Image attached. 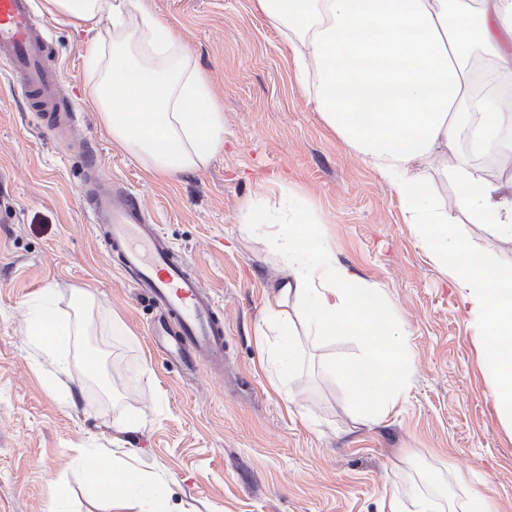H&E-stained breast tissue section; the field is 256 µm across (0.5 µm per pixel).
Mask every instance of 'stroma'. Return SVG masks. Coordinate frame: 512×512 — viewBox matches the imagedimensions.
Masks as SVG:
<instances>
[{"mask_svg":"<svg viewBox=\"0 0 512 512\" xmlns=\"http://www.w3.org/2000/svg\"><path fill=\"white\" fill-rule=\"evenodd\" d=\"M224 107V147L206 170L151 175L85 101L90 40L42 7L75 125L55 134L0 67V512H110L91 501L77 449L102 448L162 482L144 512H381L396 483L448 498L482 490L512 512V430L503 423L461 291L406 223L377 168L322 121L294 80L293 54L254 0H149ZM136 196L224 314V368L190 370L151 349L153 312L114 268L82 197L87 154ZM290 194L281 198L275 183ZM310 211L338 262L383 288L408 331L413 371L377 423L357 422L332 358L353 336L301 338L292 401L265 365L264 299L280 279L249 203ZM74 315L92 295L90 335L59 377L28 336L46 289ZM104 359L90 374L82 355ZM142 419L124 432L125 417Z\"/></svg>","mask_w":512,"mask_h":512,"instance_id":"1","label":"stroma"}]
</instances>
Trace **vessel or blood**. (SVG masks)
<instances>
[{"label":"vessel or blood","instance_id":"b4317fda","mask_svg":"<svg viewBox=\"0 0 512 512\" xmlns=\"http://www.w3.org/2000/svg\"><path fill=\"white\" fill-rule=\"evenodd\" d=\"M50 46L34 21L32 0H0V64L22 96L36 104L48 128L69 125L74 108L62 95ZM83 191L96 237L114 256L133 288L156 311L151 343L187 368L224 363V321L213 295L153 224L142 203L116 185L97 179V155L86 160Z\"/></svg>","mask_w":512,"mask_h":512}]
</instances>
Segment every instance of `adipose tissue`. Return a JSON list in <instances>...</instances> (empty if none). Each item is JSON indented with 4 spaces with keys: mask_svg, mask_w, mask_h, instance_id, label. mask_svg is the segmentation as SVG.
Here are the masks:
<instances>
[{
    "mask_svg": "<svg viewBox=\"0 0 512 512\" xmlns=\"http://www.w3.org/2000/svg\"><path fill=\"white\" fill-rule=\"evenodd\" d=\"M282 29L296 79L322 120L374 163L397 195L407 224L433 261L462 291L468 320L483 340L487 383L503 422L512 427V258L474 250L458 233L456 213L512 243V178L473 174L470 159L512 157V112L477 109L472 62L512 75V0H256ZM49 14L87 32L105 30L91 59L87 101L113 140L158 177L199 172L224 145V111L209 81L172 29L144 0H45ZM449 161L452 206L439 203L423 166ZM246 220L269 224L268 240L283 274L265 296L266 322L281 336L272 353L273 388L291 398L298 378L297 326L321 340L360 337V354L339 361L362 424L383 417L412 372L406 331L382 288L336 261L328 244L304 233L312 216L267 220L250 207ZM32 343L60 370L75 324L33 309ZM87 490L112 512H134L161 496L134 466L92 459Z\"/></svg>",
    "mask_w": 512,
    "mask_h": 512,
    "instance_id": "1",
    "label": "adipose tissue"
}]
</instances>
